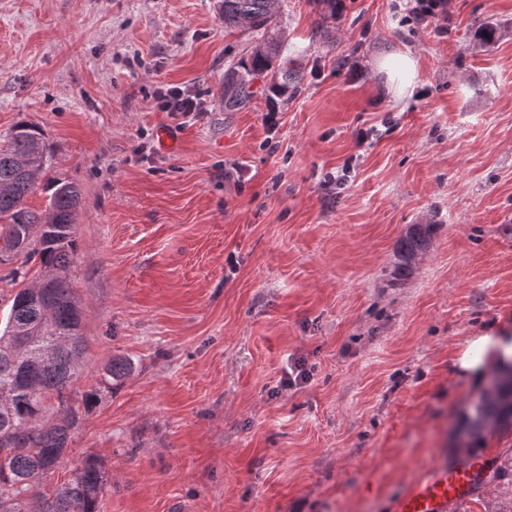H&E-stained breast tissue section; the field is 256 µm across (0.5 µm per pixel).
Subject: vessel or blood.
Wrapping results in <instances>:
<instances>
[{"mask_svg":"<svg viewBox=\"0 0 512 512\" xmlns=\"http://www.w3.org/2000/svg\"><path fill=\"white\" fill-rule=\"evenodd\" d=\"M491 457H467L428 469L394 499L391 512H450L493 479Z\"/></svg>","mask_w":512,"mask_h":512,"instance_id":"obj_1","label":"vessel or blood"}]
</instances>
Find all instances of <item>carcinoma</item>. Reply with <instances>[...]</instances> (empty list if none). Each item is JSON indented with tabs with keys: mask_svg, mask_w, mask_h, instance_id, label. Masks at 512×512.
<instances>
[{
	"mask_svg": "<svg viewBox=\"0 0 512 512\" xmlns=\"http://www.w3.org/2000/svg\"><path fill=\"white\" fill-rule=\"evenodd\" d=\"M279 0H222L224 29L257 37L248 58L224 71V111L237 112L252 97L254 80L264 81L268 95L284 98L296 92L302 73L283 56L284 41L277 25ZM52 155L40 128L17 123L0 145V239H15L30 230L31 247L3 251L0 263L24 255L37 258L38 280L13 296L9 315L0 327V512H101V497L111 475L99 458L89 455L73 479L50 490L47 474L60 465L77 425L78 411L69 395L80 379L87 348L83 310L74 296L68 271L79 251L74 235L80 191L72 183L46 177ZM46 180L48 205L41 211L27 200ZM433 224H414L398 245L394 282L412 275L416 261L428 248ZM42 290L43 304L26 303L28 293ZM33 329L26 345L16 328ZM53 349L52 360L41 366L30 357ZM133 361L114 356L104 368L101 384L110 389L129 376ZM56 400L63 418L48 423V402ZM512 435V363L497 369L489 387L478 397L469 418L466 438L450 462L472 457L486 435ZM494 480L512 485V451L495 464Z\"/></svg>",
	"mask_w": 512,
	"mask_h": 512,
	"instance_id": "obj_1",
	"label": "carcinoma"
}]
</instances>
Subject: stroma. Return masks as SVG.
Here are the masks:
<instances>
[{
	"label": "stroma",
	"instance_id": "stroma-1",
	"mask_svg": "<svg viewBox=\"0 0 512 512\" xmlns=\"http://www.w3.org/2000/svg\"><path fill=\"white\" fill-rule=\"evenodd\" d=\"M406 15L282 0L300 87L273 107L255 81L228 112L224 71L254 39L225 30L219 0H0V138L41 128L50 177L81 193L75 390L100 393L48 486L94 455L101 512H390L454 455L481 393L454 362L512 324V0ZM404 53L418 69L400 91L383 64ZM161 84L209 112L159 111ZM414 224L437 231L388 287ZM115 355L134 370L100 389ZM298 359L310 379L286 387Z\"/></svg>",
	"mask_w": 512,
	"mask_h": 512
}]
</instances>
